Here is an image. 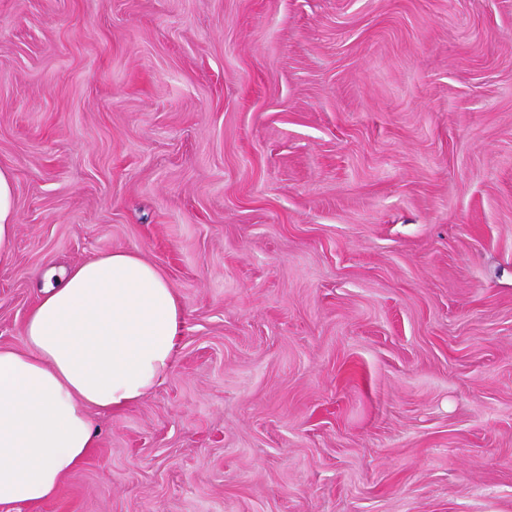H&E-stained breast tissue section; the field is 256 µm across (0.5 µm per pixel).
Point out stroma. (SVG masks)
Here are the masks:
<instances>
[{
	"instance_id": "35a3bbf8",
	"label": "stroma",
	"mask_w": 512,
	"mask_h": 512,
	"mask_svg": "<svg viewBox=\"0 0 512 512\" xmlns=\"http://www.w3.org/2000/svg\"><path fill=\"white\" fill-rule=\"evenodd\" d=\"M36 272L185 310L163 383L0 512H512V0H0Z\"/></svg>"
}]
</instances>
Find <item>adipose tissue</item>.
<instances>
[{
	"label": "adipose tissue",
	"instance_id": "1",
	"mask_svg": "<svg viewBox=\"0 0 512 512\" xmlns=\"http://www.w3.org/2000/svg\"><path fill=\"white\" fill-rule=\"evenodd\" d=\"M16 229L14 179L0 168V263ZM37 285L21 346H0V505L57 494L93 446L90 410H124L158 386L185 317L166 274L131 251L46 271Z\"/></svg>",
	"mask_w": 512,
	"mask_h": 512
}]
</instances>
